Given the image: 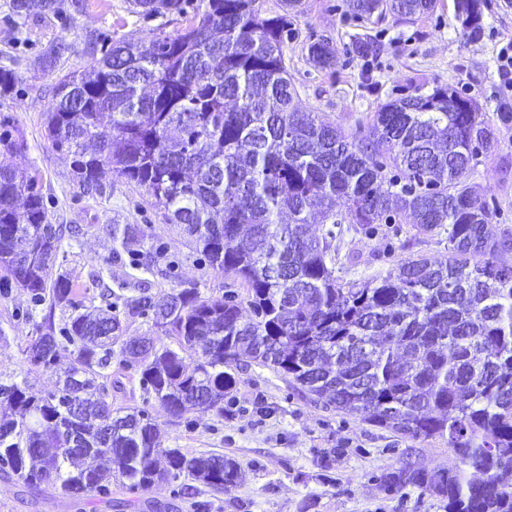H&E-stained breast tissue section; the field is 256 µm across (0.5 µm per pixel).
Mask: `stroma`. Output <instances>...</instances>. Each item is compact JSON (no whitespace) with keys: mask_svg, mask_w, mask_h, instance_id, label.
Instances as JSON below:
<instances>
[{"mask_svg":"<svg viewBox=\"0 0 512 512\" xmlns=\"http://www.w3.org/2000/svg\"><path fill=\"white\" fill-rule=\"evenodd\" d=\"M73 2L57 0L54 12L24 20L0 0V67L17 75L12 90L0 94V135L15 141L19 172L38 178L51 223L80 229L78 236L62 237L57 271L71 278L85 313L102 308L106 288L125 297L143 291L159 297L182 281L195 283L205 297L237 290L232 279L208 267L179 225L164 223L144 188L108 171L100 193H83L69 162L44 133L60 75L83 71L112 42L137 43L180 31L188 16L206 10L207 0H187L182 16L154 17L143 16L134 0H84L80 13ZM302 3L295 36L284 48L295 105L346 134L362 136L380 105L403 94L442 86L472 98L494 123L497 147L479 155L469 180L490 204L496 234L512 236V126L495 122L497 102L512 100L498 69L501 49L512 44V5L487 0L483 33L469 40L454 0H437L433 12L410 20L389 14L375 23L351 16L345 0ZM365 36L378 46L368 60L354 51L356 39ZM320 39L336 49L334 69L320 70L308 56L309 44ZM57 40L70 51L51 69L43 53ZM116 224L138 229L135 241L119 250L112 244ZM336 246V274L346 283L379 277L405 258L448 257L446 235H423L409 224L354 227L337 237ZM48 316L62 325V312L34 305L27 292L0 293V378L26 376L35 389L54 390L56 375L29 369L21 355L35 324ZM238 378L223 415L191 411L178 425L164 414L155 416L163 447L234 459L240 477L232 490L218 494L182 476L132 491L109 477L108 495L75 500L51 487L30 489L0 476V512H444L439 500L420 489L388 493L380 479L407 459L429 468L458 466L447 441L408 438L314 403L266 367L249 365Z\"/></svg>","mask_w":512,"mask_h":512,"instance_id":"obj_1","label":"stroma"}]
</instances>
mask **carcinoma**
<instances>
[{
	"mask_svg": "<svg viewBox=\"0 0 512 512\" xmlns=\"http://www.w3.org/2000/svg\"><path fill=\"white\" fill-rule=\"evenodd\" d=\"M353 17L412 19L434 0H347ZM299 0H208L175 35L115 42L54 86L45 136L84 190L104 169L143 187L165 223L178 224L234 291L203 297L173 286L141 292L115 311L79 312L76 289L54 273L62 236L36 178H17L13 149L0 153V288H21L62 327L35 325L22 349L30 366L58 374L51 392L26 378L0 380V470L26 486L82 498L105 493L108 470L131 490L190 476L216 493L239 479L221 454L162 448L145 408L114 407L101 380L112 363L136 367L146 398L173 419L224 413L240 370L272 369L316 403L414 439L441 438L462 466L383 477L412 485L447 512H512V266L498 255L512 238L490 231L492 211L468 181L494 148L472 99L445 87L381 105L359 139L293 106L284 46ZM56 0H11L19 16L55 11ZM147 16L184 13V0H136ZM484 0H455L464 35L483 32ZM322 70L325 41L308 47ZM324 208L314 214L315 201ZM311 224H328L321 235ZM412 224L448 235V260L418 256L362 285L336 276V226ZM137 236L112 225V242ZM153 315L161 335L123 338V323ZM176 343L172 348L165 340ZM76 356L62 360L67 346Z\"/></svg>",
	"mask_w": 512,
	"mask_h": 512,
	"instance_id": "1",
	"label": "carcinoma"
}]
</instances>
